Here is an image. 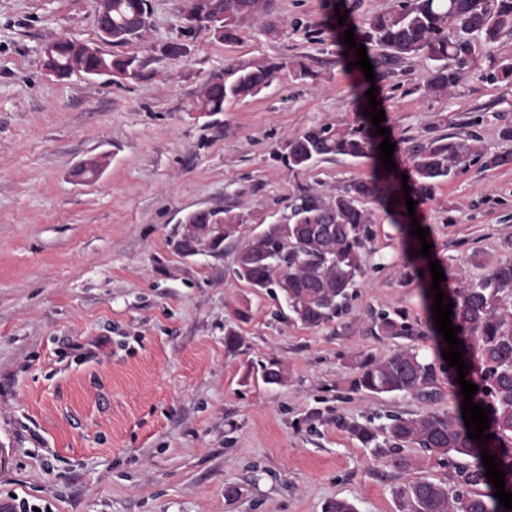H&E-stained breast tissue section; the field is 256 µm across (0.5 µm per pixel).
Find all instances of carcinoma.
<instances>
[{
    "label": "carcinoma",
    "mask_w": 512,
    "mask_h": 512,
    "mask_svg": "<svg viewBox=\"0 0 512 512\" xmlns=\"http://www.w3.org/2000/svg\"><path fill=\"white\" fill-rule=\"evenodd\" d=\"M145 2L112 0V45H125L140 37V30L132 31L129 26L145 10ZM271 7L272 0H199L194 4L203 21L217 11L223 14L224 34L219 41L225 43L238 41L244 29L257 23L270 31L276 29V23L268 20ZM350 25L355 26V41L366 47L376 70L420 55L432 61L422 84L426 97L453 91L481 53L488 60L487 76L512 86V58H499L491 51L503 31H512V0H397L387 11L336 26V46L354 60L355 51L340 40ZM59 56L71 59L72 72L97 65V59L73 53L66 42L59 43ZM104 62L125 80L150 76L146 61L137 55L106 54ZM283 72L301 81L311 76L308 66L295 58L235 64L203 85L194 109L222 112L224 103L258 95ZM372 132V122L363 116L355 125L315 124L288 139L282 160L293 176L318 161L342 156L369 159L370 179L353 182L336 195L301 189L288 205V223L266 225L236 251L235 275L257 290L271 289L282 298L293 319L304 325L317 327L341 316L351 290L365 276L363 251L367 226L372 223V213L365 208L367 199L392 209L393 219L406 210L405 197L378 159L382 139ZM474 155L475 148L468 141L449 137L435 138L412 151V199L427 198L436 183L466 166ZM219 214L224 220L217 226L205 216L197 221L198 249L218 250L246 222L243 213L231 209H221ZM413 264L415 271L423 272L422 297L430 308L435 299L429 290L428 258L416 256ZM440 289L454 302L451 319L464 342L463 359L469 366L466 379L478 386L473 402L491 409L485 433L495 438L473 440L462 414L450 416L433 410L413 417H391L380 428L357 420H343L341 427L363 447L385 452L387 463L398 469L413 467V460L402 455L410 445L448 465L447 482L418 479L400 488V512H512L499 505L498 498L482 492L481 487L489 488L491 483L480 456L484 449L497 455L500 469L506 473V490L512 492V259L477 280L460 281L452 288L442 282ZM374 320L386 335H411V328L397 313L381 312ZM431 332L439 363L426 361L413 347L403 348L386 358L359 362L351 380L353 387L374 395L429 399L443 377L460 393L456 368L448 367L442 355L449 346L436 329Z\"/></svg>",
    "instance_id": "cac0c4a2"
}]
</instances>
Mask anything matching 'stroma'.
<instances>
[{
    "label": "stroma",
    "mask_w": 512,
    "mask_h": 512,
    "mask_svg": "<svg viewBox=\"0 0 512 512\" xmlns=\"http://www.w3.org/2000/svg\"><path fill=\"white\" fill-rule=\"evenodd\" d=\"M185 0H151V25L119 46L146 58L142 81L48 73L43 48L94 43V0H0V505L40 512H398L410 480L447 479L428 460L402 471L352 439L344 420L385 423L461 408L447 381L431 400L353 389L358 361L436 350L402 235L372 204L363 283L344 314L308 327L284 303L233 274L236 250L288 212L300 188L339 194L367 162L337 158L287 175L285 141L326 122H353L368 84L340 58L331 29L393 0H273L287 35L247 29L226 44L186 31ZM179 40L188 53L154 54ZM295 56L312 75L281 74L256 97L195 112L207 79L240 61ZM429 60L414 57L374 81L398 169L440 136L471 137L479 157L416 209L432 259L452 280L512 258V87L483 79L477 59L459 87L424 97ZM98 160L89 181L76 170ZM244 213L223 252L180 254L178 221L197 208ZM396 312L409 336L377 331ZM241 337L237 351L224 332ZM284 371L265 383L264 364Z\"/></svg>",
    "instance_id": "obj_1"
}]
</instances>
